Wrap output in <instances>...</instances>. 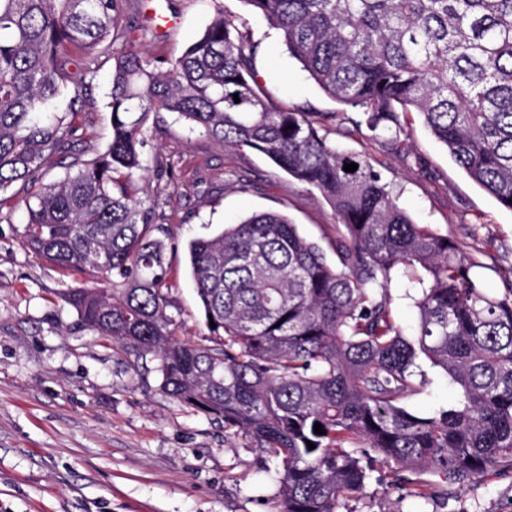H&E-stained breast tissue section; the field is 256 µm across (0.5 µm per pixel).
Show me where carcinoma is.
I'll list each match as a JSON object with an SVG mask.
<instances>
[{"label":"carcinoma","mask_w":512,"mask_h":512,"mask_svg":"<svg viewBox=\"0 0 512 512\" xmlns=\"http://www.w3.org/2000/svg\"><path fill=\"white\" fill-rule=\"evenodd\" d=\"M349 119L391 144L398 111L416 112L469 179L512 211V0H245ZM122 0H0V211L30 193L24 245L81 283L65 300L81 324L126 355L157 361L161 389L224 418V429L277 461L283 512H337L364 492L374 452L403 481L434 471L463 483L512 459V287L480 288L464 246L413 222L370 159L329 140L334 112L277 110L256 83L248 43L216 6L198 38L160 71L127 38ZM112 49L107 149L43 182L72 151L82 95L59 116L68 69ZM239 102H234L233 94ZM177 114L218 144L248 148L316 190L337 218L339 264L279 212L188 245L214 345L177 336L166 246L145 201L143 127ZM358 168L347 172L344 166ZM418 294V333L394 322L398 268ZM458 386L457 405L426 416L419 360ZM320 423L325 433H314ZM315 448L308 449L306 442Z\"/></svg>","instance_id":"1"}]
</instances>
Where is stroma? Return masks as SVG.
Returning <instances> with one entry per match:
<instances>
[{
    "label": "stroma",
    "instance_id": "obj_1",
    "mask_svg": "<svg viewBox=\"0 0 512 512\" xmlns=\"http://www.w3.org/2000/svg\"><path fill=\"white\" fill-rule=\"evenodd\" d=\"M241 18L256 46L259 86L277 108L337 112L328 96L291 57L278 32L245 0H124L122 21L135 31L129 49L170 62L210 21L215 6ZM94 79L82 64L72 82L92 85L71 140L82 158L111 140L105 106L112 61L101 55ZM399 148L368 129L338 126L337 147L367 155L392 182L399 205L419 224L462 242L479 266L488 293L512 287V211L475 185L424 127L402 116ZM144 152L163 165L135 176L131 189L163 228L169 259L168 314L181 338L208 344L210 333L188 273V244L252 214L277 211L316 242L329 263L337 219L318 193L263 154L223 147L177 114L147 122ZM25 190L0 212V512H281L275 463L257 443L225 431L222 418L181 403L160 387L154 360L106 347L81 327L64 293L72 275L28 250ZM458 400L442 370L425 367L422 389L404 399L428 416ZM424 495L396 484L376 466L361 495L338 512H512V460L496 473L463 484L426 475Z\"/></svg>",
    "mask_w": 512,
    "mask_h": 512
}]
</instances>
